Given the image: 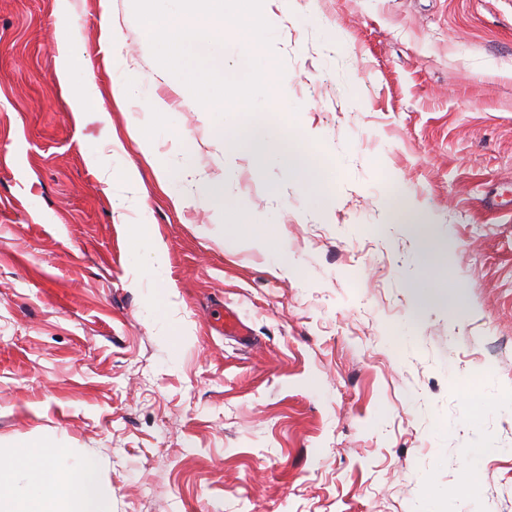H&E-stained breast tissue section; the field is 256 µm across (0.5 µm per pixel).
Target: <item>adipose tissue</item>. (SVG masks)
Listing matches in <instances>:
<instances>
[{
    "instance_id": "ef3b65f1",
    "label": "adipose tissue",
    "mask_w": 512,
    "mask_h": 512,
    "mask_svg": "<svg viewBox=\"0 0 512 512\" xmlns=\"http://www.w3.org/2000/svg\"><path fill=\"white\" fill-rule=\"evenodd\" d=\"M72 36L59 40L62 64L58 78L70 96L76 121H83L90 103L89 88L93 75H86L83 84H76L67 61L74 50ZM7 469L8 479H0V512H99L111 496L108 488L97 484L93 459L70 460L65 449L54 441H45L40 452L15 449L0 457V469Z\"/></svg>"
}]
</instances>
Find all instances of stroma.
<instances>
[{
	"label": "stroma",
	"mask_w": 512,
	"mask_h": 512,
	"mask_svg": "<svg viewBox=\"0 0 512 512\" xmlns=\"http://www.w3.org/2000/svg\"><path fill=\"white\" fill-rule=\"evenodd\" d=\"M263 14L284 74L220 119L131 0H0V448L96 457L110 512H512V0ZM63 28L95 75L79 125ZM257 126L302 172L231 157ZM189 169L224 217L175 209ZM125 224L161 238L162 278Z\"/></svg>",
	"instance_id": "35a3bbf8"
}]
</instances>
